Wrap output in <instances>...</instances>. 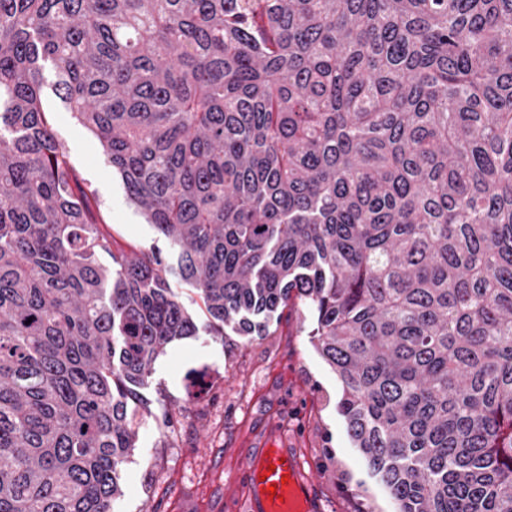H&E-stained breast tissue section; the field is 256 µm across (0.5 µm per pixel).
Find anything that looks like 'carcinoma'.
<instances>
[{"label": "carcinoma", "instance_id": "carcinoma-1", "mask_svg": "<svg viewBox=\"0 0 512 512\" xmlns=\"http://www.w3.org/2000/svg\"><path fill=\"white\" fill-rule=\"evenodd\" d=\"M295 307L398 512H512V0H0V512H110L167 346ZM43 104L59 142L69 153L81 185L92 190V208L102 224H109L114 251L155 252L177 266L178 251L147 224L128 199L120 175L112 168L98 139L73 118L49 87Z\"/></svg>", "mask_w": 512, "mask_h": 512}]
</instances>
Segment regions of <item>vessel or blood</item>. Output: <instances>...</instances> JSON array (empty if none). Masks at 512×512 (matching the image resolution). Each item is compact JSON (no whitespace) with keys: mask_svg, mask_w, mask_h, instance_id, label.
Instances as JSON below:
<instances>
[{"mask_svg":"<svg viewBox=\"0 0 512 512\" xmlns=\"http://www.w3.org/2000/svg\"><path fill=\"white\" fill-rule=\"evenodd\" d=\"M243 476L249 488L245 512H320L312 479L289 449L270 448L261 458L248 460Z\"/></svg>","mask_w":512,"mask_h":512,"instance_id":"vessel-or-blood-1","label":"vessel or blood"}]
</instances>
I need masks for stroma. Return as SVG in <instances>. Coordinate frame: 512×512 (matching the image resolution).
I'll return each instance as SVG.
<instances>
[{"mask_svg":"<svg viewBox=\"0 0 512 512\" xmlns=\"http://www.w3.org/2000/svg\"><path fill=\"white\" fill-rule=\"evenodd\" d=\"M43 104L78 181L92 191L113 250L155 252L176 264L177 250L130 202L98 139L52 91ZM301 321L293 310L264 336L173 343L143 392L150 415L121 466L123 494L110 512H242L247 485L229 496L225 482L280 439L312 475L324 512H396L351 444L337 409L341 380Z\"/></svg>","mask_w":512,"mask_h":512,"instance_id":"stroma-1","label":"stroma"}]
</instances>
